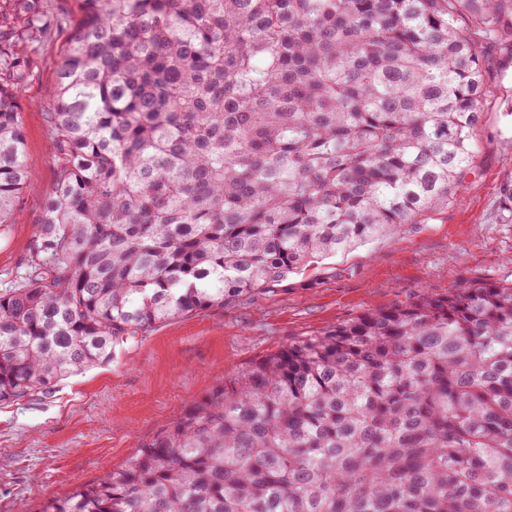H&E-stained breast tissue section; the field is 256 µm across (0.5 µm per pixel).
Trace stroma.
Here are the masks:
<instances>
[{"label": "stroma", "instance_id": "obj_1", "mask_svg": "<svg viewBox=\"0 0 512 512\" xmlns=\"http://www.w3.org/2000/svg\"><path fill=\"white\" fill-rule=\"evenodd\" d=\"M17 28L12 0H0V41L14 43ZM14 45L28 60L19 103L35 177L0 236V289L21 273L55 181L47 114L59 41ZM481 60L483 112L457 200L274 288L163 323L49 393L0 403V512H41L47 498L102 478L220 381L289 343L459 280L512 285V214L500 203L512 176V51L487 45Z\"/></svg>", "mask_w": 512, "mask_h": 512}]
</instances>
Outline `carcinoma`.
I'll return each instance as SVG.
<instances>
[{
    "label": "carcinoma",
    "mask_w": 512,
    "mask_h": 512,
    "mask_svg": "<svg viewBox=\"0 0 512 512\" xmlns=\"http://www.w3.org/2000/svg\"><path fill=\"white\" fill-rule=\"evenodd\" d=\"M74 4L55 182L0 289V402L456 198L481 43L512 47V0ZM15 7L31 43L68 24ZM24 73L0 46V235L33 178ZM42 512H512V286L461 283L271 352Z\"/></svg>",
    "instance_id": "obj_1"
}]
</instances>
